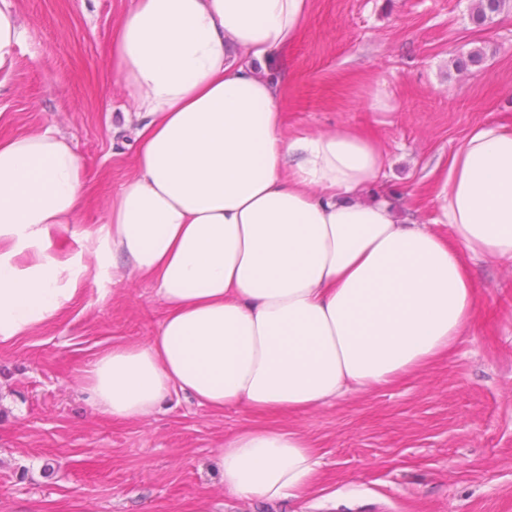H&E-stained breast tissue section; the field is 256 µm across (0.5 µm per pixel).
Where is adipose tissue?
<instances>
[{"label":"adipose tissue","instance_id":"1","mask_svg":"<svg viewBox=\"0 0 512 512\" xmlns=\"http://www.w3.org/2000/svg\"><path fill=\"white\" fill-rule=\"evenodd\" d=\"M310 0H132L107 70L137 120L133 173L98 224L72 143L0 135V345L58 321L80 286L136 277L165 308L156 336L86 371L88 403L145 418L173 396L252 416L214 467L224 492L329 499L323 455L274 425L389 386L469 329L471 262L512 260V127H475L435 186L441 234L366 198L388 155L356 127L288 137L269 73ZM25 31L0 0V84Z\"/></svg>","mask_w":512,"mask_h":512}]
</instances>
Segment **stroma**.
<instances>
[{
	"instance_id": "stroma-1",
	"label": "stroma",
	"mask_w": 512,
	"mask_h": 512,
	"mask_svg": "<svg viewBox=\"0 0 512 512\" xmlns=\"http://www.w3.org/2000/svg\"><path fill=\"white\" fill-rule=\"evenodd\" d=\"M25 31L0 88V132L53 125L85 165L98 223L132 172L127 105L104 50L126 0H10ZM481 49V64L458 58ZM273 76L287 82L286 133L354 126L388 154L372 188L406 223L429 224V188L476 125L512 126V6L477 24L473 0H312ZM384 97L388 109L374 108ZM485 283L473 323L447 356L398 384L280 418L324 454L336 497L307 512H512V263L475 262ZM164 308L143 280L99 294L87 281L66 314L0 346V512H293L225 497L213 458L244 418L180 395L144 420L85 401L101 352L143 343Z\"/></svg>"
}]
</instances>
